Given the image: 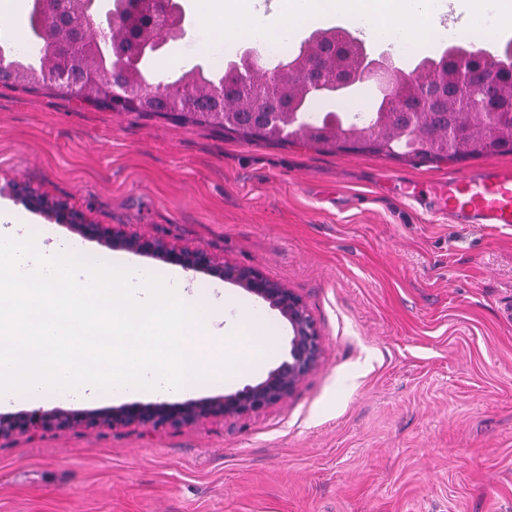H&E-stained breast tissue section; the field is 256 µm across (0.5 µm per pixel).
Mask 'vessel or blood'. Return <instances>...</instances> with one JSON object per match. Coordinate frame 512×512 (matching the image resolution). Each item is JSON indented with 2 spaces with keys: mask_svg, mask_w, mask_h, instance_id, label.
Here are the masks:
<instances>
[{
  "mask_svg": "<svg viewBox=\"0 0 512 512\" xmlns=\"http://www.w3.org/2000/svg\"><path fill=\"white\" fill-rule=\"evenodd\" d=\"M405 197L449 214L458 224L512 227V167L449 171L446 179L421 185L405 181Z\"/></svg>",
  "mask_w": 512,
  "mask_h": 512,
  "instance_id": "1",
  "label": "vessel or blood"
}]
</instances>
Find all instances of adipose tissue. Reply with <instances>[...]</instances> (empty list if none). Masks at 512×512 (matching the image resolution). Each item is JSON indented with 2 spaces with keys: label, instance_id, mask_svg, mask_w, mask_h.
<instances>
[{
  "label": "adipose tissue",
  "instance_id": "obj_1",
  "mask_svg": "<svg viewBox=\"0 0 512 512\" xmlns=\"http://www.w3.org/2000/svg\"><path fill=\"white\" fill-rule=\"evenodd\" d=\"M196 18L193 43L209 49L214 32L257 43L266 36L296 32L308 20L354 25L361 38L399 42L401 56L416 53L427 31L449 26L475 36L477 47L512 33V0H191Z\"/></svg>",
  "mask_w": 512,
  "mask_h": 512
}]
</instances>
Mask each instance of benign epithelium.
Returning <instances> with one entry per match:
<instances>
[{
  "mask_svg": "<svg viewBox=\"0 0 512 512\" xmlns=\"http://www.w3.org/2000/svg\"><path fill=\"white\" fill-rule=\"evenodd\" d=\"M49 18L59 21L65 16L68 0H43ZM86 25H98L103 34L111 35L113 49L118 54L126 52L123 36L117 29L100 23V18L83 13L69 25L65 35L53 32L48 49L51 52L73 55L80 44V32ZM457 69L449 82H407L398 102L411 100L415 112H437L442 101L460 98L467 111L480 116L484 121L492 120L496 110L494 102L501 94L502 82L488 75L480 68L469 65L471 52L457 50L451 54ZM337 60L336 53L324 50L302 65L309 94L322 93L321 83L325 77L338 84L363 82L383 76L390 89L397 84L394 80L395 66L390 58L381 54L377 57L362 48L358 63L345 78L338 76L339 68H330V61ZM112 105L121 107L138 106L147 100H155L156 92L143 84L114 79L108 89ZM167 110L170 112H195L207 107V103L193 99L185 101L183 92L163 93ZM45 211L58 220L69 224L82 236L97 240L113 249H122L159 258L167 263L177 264L186 270L203 271L229 279L279 311L288 321L290 338L288 359L281 362L267 377L254 384L224 396L171 404L167 402L134 404L114 407L101 413H72L63 410L52 412L34 411L18 416H0V434L6 431L27 432L39 428L97 426L100 424L126 426H166L190 424L204 416H222L226 419L259 412L279 403L290 396L305 376L318 365L322 358L323 346L320 332L302 299L284 284L266 277L261 271L250 267L228 266L215 262L203 249H179L162 239L150 236L127 235L104 224H92L67 209L63 204H54Z\"/></svg>",
  "mask_w": 512,
  "mask_h": 512,
  "instance_id": "7a95c632",
  "label": "benign epithelium"
}]
</instances>
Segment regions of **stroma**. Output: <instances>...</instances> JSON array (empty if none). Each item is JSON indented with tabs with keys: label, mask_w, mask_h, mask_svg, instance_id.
<instances>
[{
	"label": "stroma",
	"mask_w": 512,
	"mask_h": 512,
	"mask_svg": "<svg viewBox=\"0 0 512 512\" xmlns=\"http://www.w3.org/2000/svg\"><path fill=\"white\" fill-rule=\"evenodd\" d=\"M486 165L512 152L392 159L0 84V200L31 232L78 237L20 186L260 270L323 342L291 396L240 418L1 434L0 512H512V228L452 224L399 194ZM193 279L266 311L288 345L267 303ZM115 405L48 396L0 414Z\"/></svg>",
	"instance_id": "35a3bbf8"
}]
</instances>
